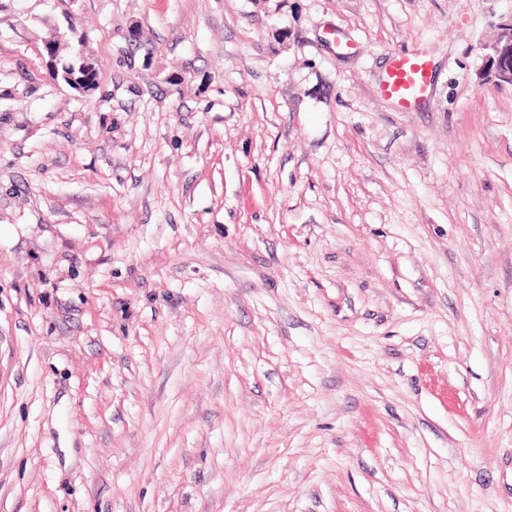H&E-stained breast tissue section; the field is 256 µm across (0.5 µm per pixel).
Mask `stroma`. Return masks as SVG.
Listing matches in <instances>:
<instances>
[{
  "instance_id": "stroma-1",
  "label": "stroma",
  "mask_w": 512,
  "mask_h": 512,
  "mask_svg": "<svg viewBox=\"0 0 512 512\" xmlns=\"http://www.w3.org/2000/svg\"><path fill=\"white\" fill-rule=\"evenodd\" d=\"M509 14L0 0V512H512ZM501 19L496 39L482 44L480 49L484 52L489 80L512 85V14ZM431 76L429 60L420 52L397 55L387 71L382 90L401 106H410L426 92Z\"/></svg>"
}]
</instances>
